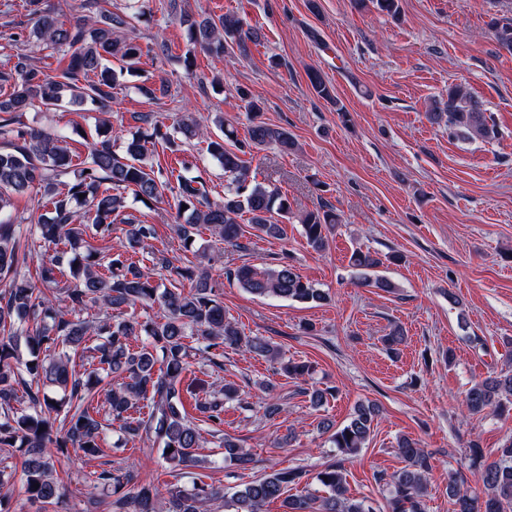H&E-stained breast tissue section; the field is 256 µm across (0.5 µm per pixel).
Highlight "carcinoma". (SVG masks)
I'll list each match as a JSON object with an SVG mask.
<instances>
[{
  "label": "carcinoma",
  "mask_w": 512,
  "mask_h": 512,
  "mask_svg": "<svg viewBox=\"0 0 512 512\" xmlns=\"http://www.w3.org/2000/svg\"><path fill=\"white\" fill-rule=\"evenodd\" d=\"M28 3L33 36L43 48L68 58V63L51 74L20 51L13 67L0 71L4 89L0 94V281H6V288L0 290V447L25 449L24 494L29 502L44 507L60 503L63 497L54 477L52 450L72 447L90 460L97 458L103 454L104 432L114 422L132 438L154 439L174 466L195 460V450L203 447L200 423H207L218 447L224 449V459L247 470L251 456L221 429L224 402L239 399L231 383H209L208 396L195 402L202 422L183 411L180 383L189 358L218 374L224 370V349L243 346L279 364L290 379L307 381L313 367L305 361L282 360L279 347L264 336L243 335L226 317L208 275L175 266L164 254L155 253L150 244L154 226L127 212L130 205L123 191H131L133 201L144 204L172 195L177 234L187 250L192 247L188 239L200 225L209 226L225 245L245 248L240 242L244 236L240 220L245 214L260 235L279 239L285 233L282 220L292 214L291 204L287 196L251 175L243 155L270 146L285 153L294 149L295 140L286 129L265 122L262 101L241 91L251 121L246 143L238 140L236 129L220 115L213 119L220 133L212 135L191 116L179 118L163 131L159 121L145 114L139 120L149 124L152 132L126 139L123 155L112 151L110 127L104 125L96 129L97 139L86 161L74 165L63 136L28 127L19 114L36 106L55 109L64 102L91 101L102 107L111 102L116 86L111 59L129 68L143 55L131 36L134 15L114 12L93 0L99 6L96 17L67 25L54 10L43 7L42 0ZM178 21L192 43L211 54L226 52L229 38L243 53L247 42L257 39V33L244 29L233 16L197 20L182 10ZM490 28L498 46L512 53V17L494 18ZM308 80L318 98L335 105L337 114L348 119V111L322 73L312 70ZM427 118L447 126L449 134L459 139L489 142L498 136L482 103L462 85L448 87L447 99L436 103ZM153 137L163 140L172 152L205 139L207 153L228 177L224 200L210 202L202 176L189 174L185 160L177 172L155 167L147 148V140ZM34 189L41 199L29 217L19 219L7 212L14 195ZM299 223L307 244L321 252L340 216L324 206L303 213ZM114 224L124 225L128 243L145 251L151 265H140L123 251L91 243L111 232ZM60 242L70 252L46 251L38 259L35 275L26 273L32 247L48 249ZM401 259L395 253L358 249L351 253L350 266L363 284L389 291L393 285L379 275V268ZM158 268L169 277L156 279ZM66 269L71 277L68 284L62 281ZM226 276L260 297L316 306L330 298L329 291L286 262L262 269L242 263L228 269ZM193 279L195 286L185 290L182 281ZM156 304L166 310L161 321L123 316L126 308L147 309ZM93 305L98 313L89 320L84 313ZM141 336L146 342L134 347ZM93 337L98 344L90 348L87 341ZM21 338L31 354L29 360L20 358ZM188 338L193 345L186 343ZM404 341L400 327L381 338L392 354ZM89 349L94 351L97 368L86 373L78 369L77 359ZM21 393L27 402L23 410L16 407ZM101 396L108 404L105 412L99 404ZM465 406L471 415L487 409L511 411L512 370L474 384ZM376 416L374 406L360 404L343 427L335 429L324 421L322 431L329 434L338 453L355 454L369 440ZM398 450L405 465L386 483L390 512H424L430 456L407 436L398 441ZM94 475L92 489L112 491L116 512H206L208 503L218 499L224 500L227 512H262L274 501L280 502L282 512H372L367 500L347 497L340 460L317 473L319 494L291 493L303 477L295 468L274 470L230 492L210 485H138L128 471L103 469ZM477 475L484 497L470 494L462 479L448 483L454 512H512V443L501 449L499 460L479 465Z\"/></svg>",
  "instance_id": "carcinoma-1"
}]
</instances>
